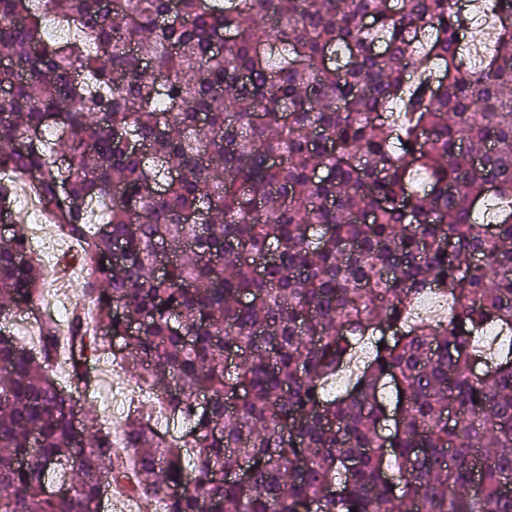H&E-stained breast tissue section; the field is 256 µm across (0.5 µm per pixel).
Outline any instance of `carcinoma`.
Wrapping results in <instances>:
<instances>
[{
  "mask_svg": "<svg viewBox=\"0 0 512 512\" xmlns=\"http://www.w3.org/2000/svg\"><path fill=\"white\" fill-rule=\"evenodd\" d=\"M2 170L79 245L97 325L7 329L44 273L0 185V512L114 482L167 512H512V356L480 344L512 331V0H0ZM107 354L190 425L121 421L132 480L73 423ZM484 340L489 345L491 358L490 361H494L501 355L511 353V341L510 333L507 329L501 328L497 325H490L484 331Z\"/></svg>",
  "mask_w": 512,
  "mask_h": 512,
  "instance_id": "1",
  "label": "carcinoma"
}]
</instances>
